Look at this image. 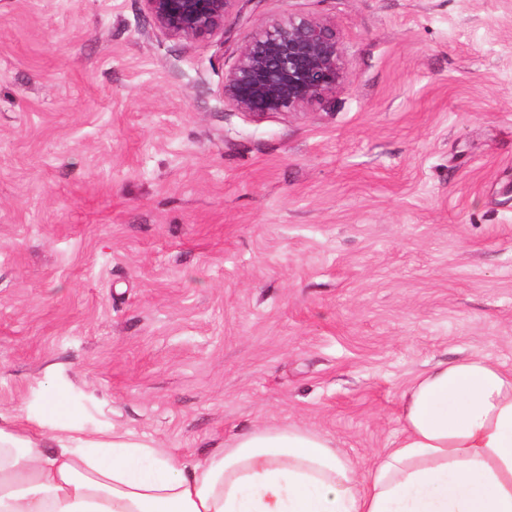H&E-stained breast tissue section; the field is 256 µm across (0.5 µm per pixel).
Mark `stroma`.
Returning <instances> with one entry per match:
<instances>
[{
    "label": "stroma",
    "mask_w": 512,
    "mask_h": 512,
    "mask_svg": "<svg viewBox=\"0 0 512 512\" xmlns=\"http://www.w3.org/2000/svg\"><path fill=\"white\" fill-rule=\"evenodd\" d=\"M329 20L336 90L225 105L259 20ZM512 368V0H0V411L200 458L256 425L361 469L402 391ZM155 25L168 35L193 40L223 37L226 17L238 0H143Z\"/></svg>",
    "instance_id": "35a3bbf8"
}]
</instances>
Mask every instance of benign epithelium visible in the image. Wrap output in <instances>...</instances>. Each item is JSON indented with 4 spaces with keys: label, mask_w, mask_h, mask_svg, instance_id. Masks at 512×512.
Segmentation results:
<instances>
[{
    "label": "benign epithelium",
    "mask_w": 512,
    "mask_h": 512,
    "mask_svg": "<svg viewBox=\"0 0 512 512\" xmlns=\"http://www.w3.org/2000/svg\"><path fill=\"white\" fill-rule=\"evenodd\" d=\"M155 25L193 40L224 36L226 17L238 0H143ZM343 78L342 50L328 22L282 15L257 22L224 74V103L262 119L297 115L336 88Z\"/></svg>",
    "instance_id": "1"
}]
</instances>
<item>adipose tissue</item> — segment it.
I'll return each mask as SVG.
<instances>
[{"mask_svg": "<svg viewBox=\"0 0 512 512\" xmlns=\"http://www.w3.org/2000/svg\"><path fill=\"white\" fill-rule=\"evenodd\" d=\"M7 419L0 512H512V371L479 354L415 377L398 436L365 472L295 424L252 427L195 459L58 421L47 444Z\"/></svg>", "mask_w": 512, "mask_h": 512, "instance_id": "1", "label": "adipose tissue"}]
</instances>
